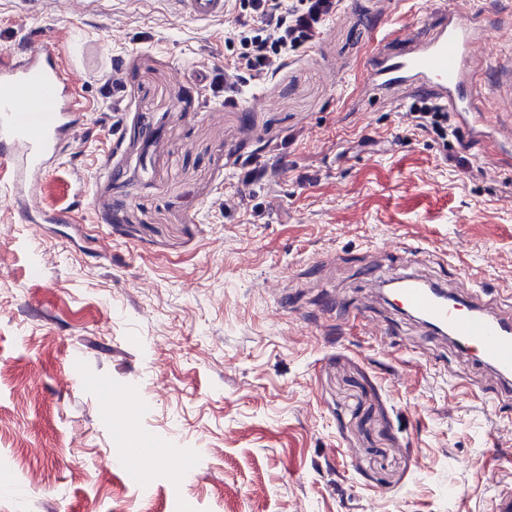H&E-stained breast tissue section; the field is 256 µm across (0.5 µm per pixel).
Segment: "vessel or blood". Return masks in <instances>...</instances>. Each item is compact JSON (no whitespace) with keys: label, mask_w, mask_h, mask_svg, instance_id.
Returning <instances> with one entry per match:
<instances>
[{"label":"vessel or blood","mask_w":512,"mask_h":512,"mask_svg":"<svg viewBox=\"0 0 512 512\" xmlns=\"http://www.w3.org/2000/svg\"><path fill=\"white\" fill-rule=\"evenodd\" d=\"M177 14L195 20H221L228 0H172ZM484 11H449L446 21L424 31L390 32L383 51L365 65L367 82L380 93L423 89L456 113L473 137L491 129L512 140V55L497 68L498 110L486 112L474 93L476 49L484 43ZM85 72L43 43L17 56L0 54V163L9 170V197L18 219L29 222L40 206L38 189L48 177L64 137L82 125L88 102L81 91ZM402 302L408 310L448 324L458 348L469 349L495 368L512 393V316L473 313L468 302L451 307L427 291L410 288Z\"/></svg>","instance_id":"vessel-or-blood-1"}]
</instances>
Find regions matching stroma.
<instances>
[{"label": "stroma", "instance_id": "obj_1", "mask_svg": "<svg viewBox=\"0 0 512 512\" xmlns=\"http://www.w3.org/2000/svg\"><path fill=\"white\" fill-rule=\"evenodd\" d=\"M478 3L488 107L512 0H342L257 71L237 0H0V51L47 32L97 69L33 222L0 184V512H491L512 400L377 289L512 310V145L412 131L417 92L364 78L381 32ZM120 391L148 466L112 461ZM177 14L195 20H221L227 14L228 0H167Z\"/></svg>", "mask_w": 512, "mask_h": 512}]
</instances>
